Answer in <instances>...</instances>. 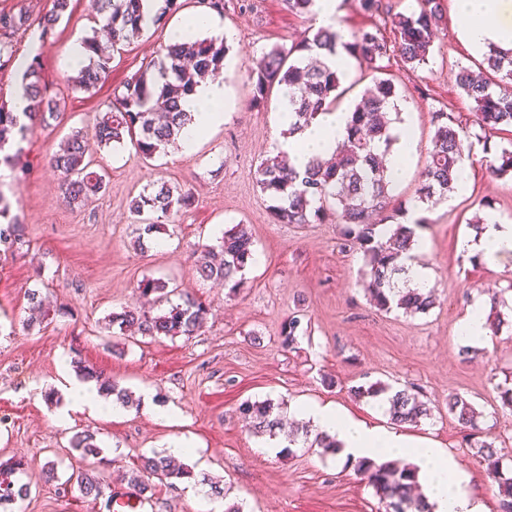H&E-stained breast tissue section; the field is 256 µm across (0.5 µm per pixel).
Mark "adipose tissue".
I'll return each instance as SVG.
<instances>
[{
	"label": "adipose tissue",
	"instance_id": "ef3b65f1",
	"mask_svg": "<svg viewBox=\"0 0 512 512\" xmlns=\"http://www.w3.org/2000/svg\"><path fill=\"white\" fill-rule=\"evenodd\" d=\"M463 40L477 53L495 47L512 50V0H455ZM193 121L180 135V147L191 151L209 133L223 125L224 85L218 81L199 83L182 104ZM349 112L331 111L319 115L301 133L281 137L275 142L286 152L297 169H305L316 157L330 154L347 134ZM461 248L486 261L512 254V223L489 215L477 236L462 240ZM61 389L68 397L61 420L71 413L91 415L121 414L122 406L105 399L92 381L63 377ZM298 418L310 419L321 431L340 444L341 459H369L383 462L393 455L411 457L425 486L427 501L433 512H483L479 498L468 488L469 476L447 449L431 439L414 437L393 426L368 424L354 420L331 404L299 403L293 408Z\"/></svg>",
	"mask_w": 512,
	"mask_h": 512
}]
</instances>
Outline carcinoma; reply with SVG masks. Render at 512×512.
<instances>
[{
	"label": "carcinoma",
	"instance_id": "carcinoma-1",
	"mask_svg": "<svg viewBox=\"0 0 512 512\" xmlns=\"http://www.w3.org/2000/svg\"><path fill=\"white\" fill-rule=\"evenodd\" d=\"M418 8L407 13L396 12L383 0H357L358 10L369 16H380L383 25L390 26L394 39L390 40L375 24L353 34V40L344 42L340 31L318 28L312 36H305L290 48L276 46L256 61L247 72L251 104H264L273 90L282 92L291 107L288 134L293 135L311 123L318 114L336 108L341 78L320 60L322 53L336 52L342 47L359 66L371 71L380 70L379 62L396 55L412 66L426 64L432 50L434 32L444 17V0H416ZM142 0H91L94 22L107 32L103 43L98 36L83 41L88 64L76 75L67 77L71 89L90 92L102 85L111 71L112 54L119 46L139 36L142 26ZM70 0H54L51 13L39 22V49L28 53L23 60L27 68L22 76V87L30 105L31 124L44 126L61 117L60 98L54 94L42 74L41 57L57 23L67 12ZM31 27L29 16L20 12H0V70L13 66L18 60L15 36ZM228 47L218 38L199 39L192 35L186 40L164 47L154 71H141L123 85L114 95L109 110L97 120L92 135L75 133L60 150L49 157V164L59 173L62 200L68 205H81L106 189L104 176L90 169L86 158L102 147L120 144L129 138L136 152L144 159H152L168 146L176 143L180 132L192 122V114L182 111L180 101L198 82L205 78L224 75V60ZM456 85L474 103L476 125L480 132L473 135L459 116L443 107L431 111L433 127L432 148L419 176L412 203L416 207L434 206L448 199L456 189L464 169L469 138L489 140L493 133L512 128V51L496 48L483 54L481 65L474 69L460 65L452 71ZM397 88L390 78H377L361 100L351 110L346 140L336 148L329 161L314 160L304 171L296 170L288 156L278 153L260 160L256 167V184L274 205L270 208L276 224H340L347 244L363 251L366 291L369 301L380 311L399 309L407 315L426 313L436 304L432 290L422 291L408 286L407 269L402 259L411 257L416 245L415 226L387 223V219L403 210L395 202L392 183L384 167L373 152L374 147L390 151L396 137L391 133L390 112L396 109ZM29 127L17 123L13 112L0 104V151L11 139H24ZM486 170L495 177L512 175V149L506 147L491 152L485 145ZM192 194L164 182L149 184L131 200V208L139 215H158L175 223L180 209L191 205ZM10 202L0 193V246L9 252L24 243L22 226L9 218ZM157 229L152 220L135 228V243L139 250L148 249V242ZM254 239L245 224H236L224 231L216 247L203 246L196 272L204 279H215L234 291L243 281L246 269L252 264ZM142 296H154V302L166 305L157 314L128 306L112 313L110 325L120 334L150 337L192 336L200 331L208 310L188 295L169 287L161 279L145 278L137 284ZM30 310L37 313L30 325H41L49 320L51 309L37 289L27 292ZM300 315L286 321L280 330V344L293 349L299 338L306 335ZM82 379L93 380L105 395L115 396L124 407L138 405L132 395L118 387L112 378L86 365L77 366ZM358 398H377L390 392V387L376 382L367 387L350 389ZM392 393V392H390ZM391 420L396 423L416 424L431 415V408L413 388L405 387L389 398ZM241 413L249 420V430L256 436L274 437L282 427V406L269 399L244 402ZM448 414L464 426L476 424L478 412L467 398L460 394L448 397ZM70 447L86 459L97 458L102 449L96 435L90 431L75 434ZM309 447L320 449V455H336L340 448L336 439L321 431L315 433ZM475 456L486 465V476L497 486L502 512H512V465L494 445L481 442L475 446ZM28 462L25 457L0 459V507L30 496L28 484L21 482ZM357 470L373 487L385 512H430L428 505L415 489L417 473L413 468H399L392 462L378 464L372 460L357 462ZM194 477L185 464L164 452L141 458V464L123 476L130 495L148 501L153 496V479L183 480ZM78 490L84 497L99 499L105 495L108 484L100 475L80 471L76 475Z\"/></svg>",
	"mask_w": 512,
	"mask_h": 512
}]
</instances>
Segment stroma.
I'll return each mask as SVG.
<instances>
[{
    "label": "stroma",
    "instance_id": "obj_1",
    "mask_svg": "<svg viewBox=\"0 0 512 512\" xmlns=\"http://www.w3.org/2000/svg\"><path fill=\"white\" fill-rule=\"evenodd\" d=\"M218 22L234 34L224 69L226 117L189 154L179 148L144 162L132 145L104 148L91 156L104 174L106 189L80 206L65 205L59 174L47 162L72 133L92 128L107 110L113 91L161 57L170 32L186 15L199 11L185 0L180 12L165 15L112 56V72L95 93L72 91L65 82L74 69L66 48L91 35L89 0H71L69 15L55 29L42 67L61 99L64 114L48 127L35 126L21 141V170L0 181L11 202V216L25 227V243L0 253V457L26 456L22 476L30 497L0 507V512H110L105 499L83 497L77 488L57 491L58 480L73 468H99L112 490L120 475L136 468L141 456L164 452L185 439L194 453L186 463L195 480L175 485L156 482L148 512H201L202 479L218 483L243 512H384L374 489L353 465H337L318 449L296 448L267 456L259 451L239 412L242 403H329L354 419L389 424V414L374 411L370 398L357 399L351 387L373 382L412 386L431 408L429 418L406 425L426 435L463 462L471 490L484 512H500V498L469 447L468 435L448 413V398L460 394L480 411L477 440L496 446L512 459V410L504 408L496 386L512 373V257L496 264L471 262L459 242L469 223L493 203L495 213L512 221V177L485 171L481 142H473L464 189L447 203L421 209L418 228L425 247L420 259L432 273L437 297L425 314L388 313L374 308L364 290L365 260L360 249L344 244L336 224H277L270 198L256 185L260 157L270 154L284 132L281 96L253 107L244 77L262 52L298 42L313 17L291 12L284 0H224ZM435 32L426 65L410 68L384 60L400 112L411 122L418 142L408 171L393 189L410 202L431 147L430 113L438 106L475 123L472 102L462 95L451 71L481 59L458 36L454 0ZM165 182L191 192V206L175 224L162 225L147 251L133 246L140 216L130 201L143 187ZM247 224L255 239L256 261L236 292L202 279L195 270V246L212 243L224 230ZM160 278L189 292L209 310L194 336L130 339L109 328L108 318L136 304L135 286ZM40 289L60 307L48 326H27V292ZM498 295L504 323L488 341L462 355V319L477 297ZM303 311L310 326L297 349L280 345L281 325ZM104 370L134 398L151 389L154 400L172 408L178 424L153 419L145 408L118 416L74 414L66 425L56 416L66 400L58 388L62 375H75L72 361ZM332 378L326 386L324 378ZM95 433L101 461L80 460L69 442L78 432ZM55 461L57 481L43 467Z\"/></svg>",
    "mask_w": 512,
    "mask_h": 512
}]
</instances>
